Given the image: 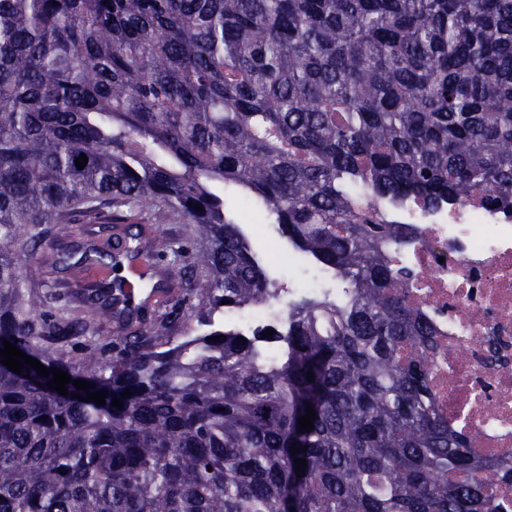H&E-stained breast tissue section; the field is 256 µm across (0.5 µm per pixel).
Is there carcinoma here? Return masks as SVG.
I'll return each instance as SVG.
<instances>
[{"label":"carcinoma","instance_id":"1","mask_svg":"<svg viewBox=\"0 0 512 512\" xmlns=\"http://www.w3.org/2000/svg\"><path fill=\"white\" fill-rule=\"evenodd\" d=\"M227 186L348 285L289 299L274 358L224 326L276 294ZM476 195L512 210V0H0V345L71 376L0 363V512H503L387 259L385 208ZM142 205L205 238L161 249L189 275L161 329L208 331L97 340L111 294L21 292L12 248Z\"/></svg>","mask_w":512,"mask_h":512}]
</instances>
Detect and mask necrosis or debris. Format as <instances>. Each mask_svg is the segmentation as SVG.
I'll use <instances>...</instances> for the list:
<instances>
[{"instance_id": "4bbe7bcc", "label": "necrosis or debris", "mask_w": 512, "mask_h": 512, "mask_svg": "<svg viewBox=\"0 0 512 512\" xmlns=\"http://www.w3.org/2000/svg\"><path fill=\"white\" fill-rule=\"evenodd\" d=\"M391 217L415 230L390 259L414 271L411 297L439 345L436 408L481 456L511 469L512 212L473 198L434 210L405 202Z\"/></svg>"}]
</instances>
